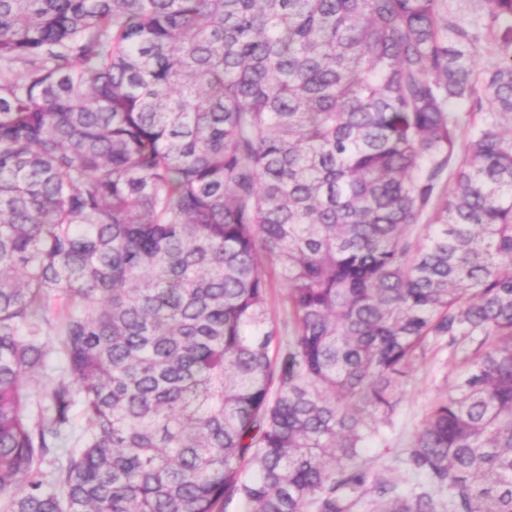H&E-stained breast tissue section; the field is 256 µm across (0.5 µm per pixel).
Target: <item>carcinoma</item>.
<instances>
[{
    "label": "carcinoma",
    "instance_id": "carcinoma-1",
    "mask_svg": "<svg viewBox=\"0 0 512 512\" xmlns=\"http://www.w3.org/2000/svg\"><path fill=\"white\" fill-rule=\"evenodd\" d=\"M442 2L0 0V512H512V0ZM444 4L445 10L464 21L477 20L483 13L481 0H445ZM287 289L284 280L276 273L270 290V304L275 314L276 323L282 331H284V324L288 322ZM473 346L448 349V343L432 345L418 363L415 372L403 383L402 400L392 417V425L383 434L366 443L360 462L371 466L407 491L412 486L408 476L393 463L394 453L406 448L433 402L448 389L463 367V358Z\"/></svg>",
    "mask_w": 512,
    "mask_h": 512
}]
</instances>
